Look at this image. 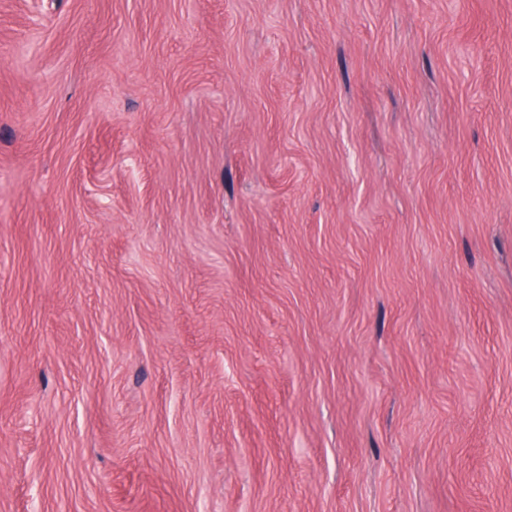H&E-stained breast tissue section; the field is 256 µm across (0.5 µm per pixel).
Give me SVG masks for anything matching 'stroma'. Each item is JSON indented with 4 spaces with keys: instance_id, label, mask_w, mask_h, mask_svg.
<instances>
[{
    "instance_id": "35a3bbf8",
    "label": "stroma",
    "mask_w": 512,
    "mask_h": 512,
    "mask_svg": "<svg viewBox=\"0 0 512 512\" xmlns=\"http://www.w3.org/2000/svg\"><path fill=\"white\" fill-rule=\"evenodd\" d=\"M512 512V0H0V512Z\"/></svg>"
}]
</instances>
